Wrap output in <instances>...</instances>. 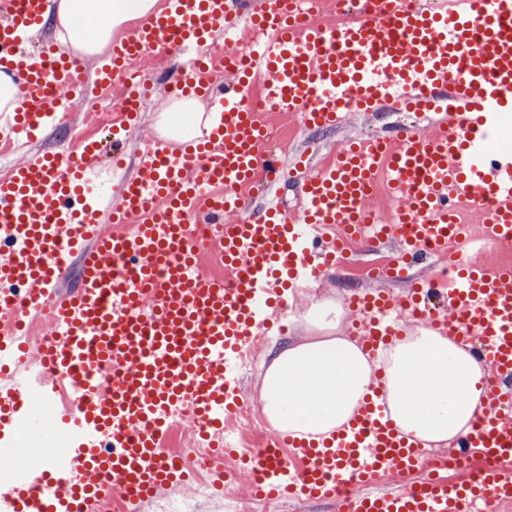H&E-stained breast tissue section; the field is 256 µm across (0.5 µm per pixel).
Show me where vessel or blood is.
Here are the masks:
<instances>
[{"label":"vessel or blood","mask_w":512,"mask_h":512,"mask_svg":"<svg viewBox=\"0 0 512 512\" xmlns=\"http://www.w3.org/2000/svg\"><path fill=\"white\" fill-rule=\"evenodd\" d=\"M54 0H0V74L15 77L12 131L33 138L82 109L88 83L111 86L126 74V110L113 125L114 155L136 121L141 75L130 59L157 48L197 50L177 86L204 92L213 121L194 140L156 141L134 177L122 181L107 231L89 199L103 154L99 141L45 153L0 179V315L24 306L52 321L37 346L19 327L0 331V444L32 426L34 407L54 409L67 435L47 462L17 461L0 476V512H88L119 495L124 512L183 483L187 455L165 448L177 410L208 423L203 434L213 485L222 461L238 454L256 498L333 501L338 512H496L512 501V402L489 385L487 407L452 459L469 452L493 467L465 479L429 477L413 488L377 490L381 478L423 464L422 447L402 436L381 405L366 400L350 427L324 447L290 436L258 450L236 449L225 417L243 407L239 374L271 309L289 288L319 277L346 242L400 244V278L453 239L512 246V152L487 143L512 113V0H371L348 19L325 24L305 0H161L160 9L113 40L87 75L80 57L57 44L25 51ZM247 25L250 48L224 57L232 84L202 88L205 48ZM263 80L270 111L303 126H335L379 104L442 109L426 130L347 140L302 179L305 204L245 215L242 187L287 169L254 112L252 80ZM385 175L395 210L380 223L371 207ZM475 207L479 227L461 224ZM203 224H220L227 278L194 272ZM80 273L66 297L56 287ZM447 282L414 281L400 300L352 301L361 341L376 350L395 334V306L422 317L432 298L448 304V334L483 349L498 377L512 378V268L487 271L461 258Z\"/></svg>","instance_id":"b4317fda"}]
</instances>
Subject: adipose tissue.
<instances>
[{"label":"adipose tissue","instance_id":"1","mask_svg":"<svg viewBox=\"0 0 512 512\" xmlns=\"http://www.w3.org/2000/svg\"><path fill=\"white\" fill-rule=\"evenodd\" d=\"M158 0H58L56 28L89 54L100 52L125 22L151 14ZM196 98L173 101L160 129L176 142L197 137L204 125ZM343 309L336 300H312L295 319L305 336L278 348L267 362L259 401L270 427L324 443L348 426L374 393L384 395L398 432L424 447L448 445L468 433L485 410L489 370L468 347L429 327L392 338L369 356L342 335Z\"/></svg>","mask_w":512,"mask_h":512}]
</instances>
